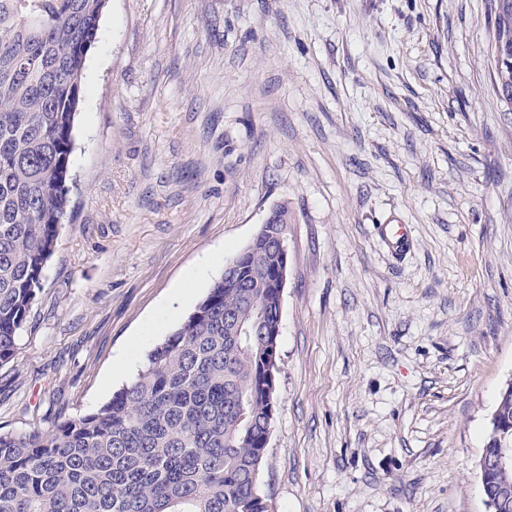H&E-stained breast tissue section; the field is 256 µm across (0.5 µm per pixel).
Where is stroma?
Returning <instances> with one entry per match:
<instances>
[{"label":"stroma","instance_id":"35a3bbf8","mask_svg":"<svg viewBox=\"0 0 512 512\" xmlns=\"http://www.w3.org/2000/svg\"><path fill=\"white\" fill-rule=\"evenodd\" d=\"M493 0H109L0 431L97 410L287 205L271 512H485L512 380ZM412 243L392 255L391 218Z\"/></svg>","mask_w":512,"mask_h":512}]
</instances>
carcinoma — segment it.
Listing matches in <instances>:
<instances>
[{"label":"carcinoma","mask_w":512,"mask_h":512,"mask_svg":"<svg viewBox=\"0 0 512 512\" xmlns=\"http://www.w3.org/2000/svg\"><path fill=\"white\" fill-rule=\"evenodd\" d=\"M104 0H0V367L11 363L67 215L74 129ZM512 105V69L497 76ZM241 262L252 289L216 278L136 376L98 410L0 432V512H264L260 344L230 336L278 309L264 287L277 246ZM483 453L512 446V387Z\"/></svg>","instance_id":"cac0c4a2"}]
</instances>
